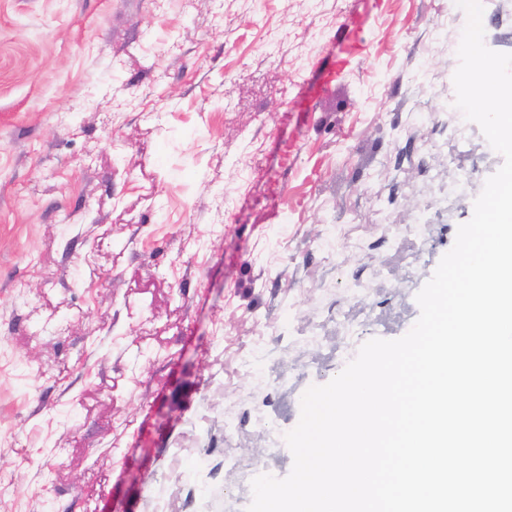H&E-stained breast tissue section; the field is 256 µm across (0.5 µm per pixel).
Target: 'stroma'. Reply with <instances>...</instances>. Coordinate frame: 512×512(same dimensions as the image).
<instances>
[{
    "label": "stroma",
    "instance_id": "1",
    "mask_svg": "<svg viewBox=\"0 0 512 512\" xmlns=\"http://www.w3.org/2000/svg\"><path fill=\"white\" fill-rule=\"evenodd\" d=\"M466 21L0 0V512H246L290 473L304 392L411 329L503 163L454 105Z\"/></svg>",
    "mask_w": 512,
    "mask_h": 512
}]
</instances>
